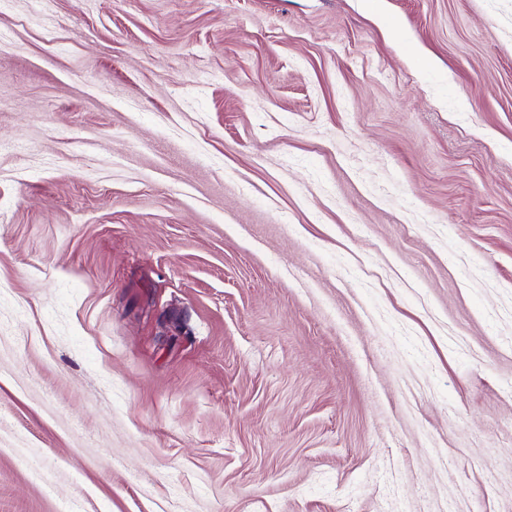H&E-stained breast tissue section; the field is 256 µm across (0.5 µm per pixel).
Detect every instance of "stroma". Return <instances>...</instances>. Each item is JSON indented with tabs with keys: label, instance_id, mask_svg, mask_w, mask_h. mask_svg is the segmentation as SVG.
I'll return each mask as SVG.
<instances>
[{
	"label": "stroma",
	"instance_id": "obj_1",
	"mask_svg": "<svg viewBox=\"0 0 512 512\" xmlns=\"http://www.w3.org/2000/svg\"><path fill=\"white\" fill-rule=\"evenodd\" d=\"M0 512H512V0H0Z\"/></svg>",
	"mask_w": 512,
	"mask_h": 512
}]
</instances>
